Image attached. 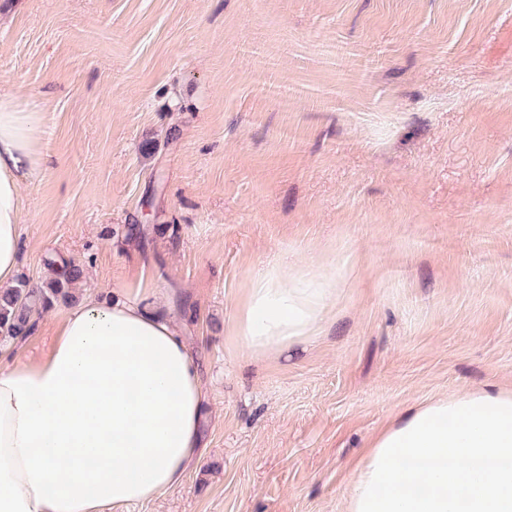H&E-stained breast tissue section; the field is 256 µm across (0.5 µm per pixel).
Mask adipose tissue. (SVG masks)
Wrapping results in <instances>:
<instances>
[{
	"mask_svg": "<svg viewBox=\"0 0 512 512\" xmlns=\"http://www.w3.org/2000/svg\"><path fill=\"white\" fill-rule=\"evenodd\" d=\"M42 113L0 91V288L19 272L23 182L42 172ZM335 276L285 258L251 281L236 332L254 356L306 348ZM199 363L177 320L86 294L37 359L0 348V512H103L154 501L199 460ZM344 512H512V391L414 405L371 442Z\"/></svg>",
	"mask_w": 512,
	"mask_h": 512,
	"instance_id": "ef3b65f1",
	"label": "adipose tissue"
}]
</instances>
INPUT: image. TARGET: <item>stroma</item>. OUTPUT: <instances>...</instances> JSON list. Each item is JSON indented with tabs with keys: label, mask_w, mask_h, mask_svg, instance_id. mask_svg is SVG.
<instances>
[{
	"label": "stroma",
	"mask_w": 512,
	"mask_h": 512,
	"mask_svg": "<svg viewBox=\"0 0 512 512\" xmlns=\"http://www.w3.org/2000/svg\"><path fill=\"white\" fill-rule=\"evenodd\" d=\"M0 88L45 114L21 276L170 298L205 364L203 457L123 512H344L409 406L512 389V0H0ZM283 254L336 302L257 359ZM337 287L336 276L300 270L287 257L268 264L251 281L237 318L240 342L256 357L305 350L323 332Z\"/></svg>",
	"instance_id": "obj_1"
}]
</instances>
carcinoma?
<instances>
[{
	"instance_id": "carcinoma-1",
	"label": "carcinoma",
	"mask_w": 512,
	"mask_h": 512,
	"mask_svg": "<svg viewBox=\"0 0 512 512\" xmlns=\"http://www.w3.org/2000/svg\"><path fill=\"white\" fill-rule=\"evenodd\" d=\"M46 265L53 275L37 283L21 278L13 288L0 294V342L13 343L25 338L33 327V316L59 301L73 300L74 292L82 288L83 264L70 262L60 272L55 271L56 261L49 259Z\"/></svg>"
}]
</instances>
